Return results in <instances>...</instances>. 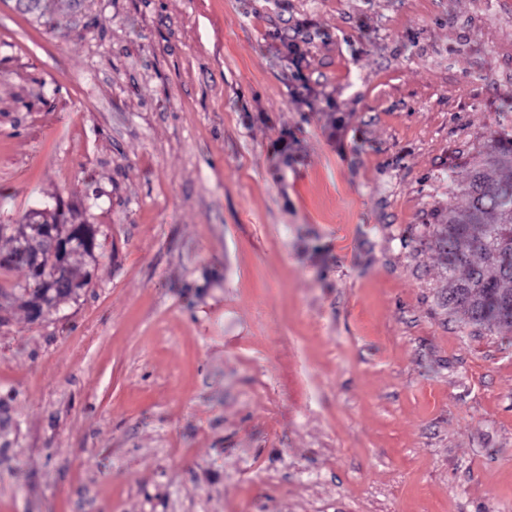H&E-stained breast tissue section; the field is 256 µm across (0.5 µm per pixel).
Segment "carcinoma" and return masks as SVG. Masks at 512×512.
Listing matches in <instances>:
<instances>
[{"mask_svg": "<svg viewBox=\"0 0 512 512\" xmlns=\"http://www.w3.org/2000/svg\"><path fill=\"white\" fill-rule=\"evenodd\" d=\"M512 167V145L494 143L473 163L464 189L465 207L448 209L432 236L444 255L448 273V309H461L472 326L512 328V181L498 178V171ZM95 230L81 223L71 228L70 255H92ZM70 288H43L37 281L23 289L24 305L48 306L78 294L89 284L73 266Z\"/></svg>", "mask_w": 512, "mask_h": 512, "instance_id": "cac0c4a2", "label": "carcinoma"}]
</instances>
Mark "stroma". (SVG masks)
I'll list each match as a JSON object with an SVG mask.
<instances>
[{"label":"stroma","instance_id":"1","mask_svg":"<svg viewBox=\"0 0 512 512\" xmlns=\"http://www.w3.org/2000/svg\"><path fill=\"white\" fill-rule=\"evenodd\" d=\"M0 0V512H512V332L431 238L512 141V0ZM304 59L293 65L288 40ZM70 225H71V236L70 242H73L74 245L71 248V252L67 258V265L65 263L66 254L70 249L69 242V234H70ZM64 224L58 219H54L51 217V210L45 213L44 216L35 222V224H18L15 229V236L11 239L15 242V245L9 251L14 255L9 254L2 255L0 254V262L7 263L2 265L0 263V267H26L28 265L27 259L24 257L23 252L29 259L30 270L34 275L37 281H45L47 277H51L53 270L55 268L56 254H53L50 251V247H46L43 249L47 242H50L52 246L55 248V252L59 255L58 261V272L56 275V279H61L63 271V276L66 277V273L64 272L67 269L68 275L70 276L71 281L75 282L76 288H70L67 286L66 288H41L42 286L35 280L29 279L32 281V284L28 282L30 288H19L20 291H23L22 296L25 295L30 296V299H26L23 301L24 305L31 311V307L34 305L42 306V303L50 306L54 303H57L60 299L71 297L73 295H78V291L82 288H85L89 284L88 277L84 275L83 277H79L76 270L70 263V259L73 255H87L92 256V250L94 247V239H95V230L92 224H86V222H81V224ZM18 239L20 242V249L18 247L19 242L15 239ZM43 249V265L47 268L46 276L43 269L42 261H41V250ZM68 266V268H67Z\"/></svg>","mask_w":512,"mask_h":512}]
</instances>
